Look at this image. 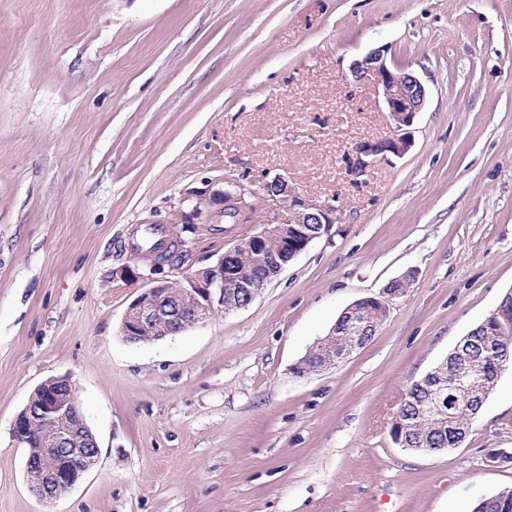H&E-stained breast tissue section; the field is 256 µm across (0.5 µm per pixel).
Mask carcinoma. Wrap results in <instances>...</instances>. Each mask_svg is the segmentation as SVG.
Returning a JSON list of instances; mask_svg holds the SVG:
<instances>
[{
  "mask_svg": "<svg viewBox=\"0 0 512 512\" xmlns=\"http://www.w3.org/2000/svg\"><path fill=\"white\" fill-rule=\"evenodd\" d=\"M164 227L149 224L138 241V249H165L172 264L184 255L175 247H164ZM512 359V294L502 296L496 308L467 334L465 349L448 354L445 361L411 382L397 409V429L406 448H458L465 441L500 372ZM444 388L448 406L442 415L430 411L434 391ZM512 505V490L504 489L478 500L471 512H502Z\"/></svg>",
  "mask_w": 512,
  "mask_h": 512,
  "instance_id": "cac0c4a2",
  "label": "carcinoma"
}]
</instances>
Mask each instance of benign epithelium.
Listing matches in <instances>:
<instances>
[{"label": "benign epithelium", "mask_w": 512, "mask_h": 512, "mask_svg": "<svg viewBox=\"0 0 512 512\" xmlns=\"http://www.w3.org/2000/svg\"><path fill=\"white\" fill-rule=\"evenodd\" d=\"M386 50L375 49L354 60L350 67L357 81L375 85L388 119L392 134L385 138L357 142L351 149L349 172L361 177L375 163L389 156H401L411 147V132L416 115L422 110L427 90L411 72L390 67ZM265 192L288 203V217L263 225L247 239L228 248L217 260L195 269L180 278L178 299L171 301L168 278H151L150 286L128 305L120 327V335L128 343L147 344L162 336L176 335L206 321L218 312H230L249 306L259 292L278 275L290 259L296 258L314 240L328 234L339 223L336 206L328 201L309 200L288 184L275 177L264 185ZM224 216L235 224L250 223L253 204L237 190L218 194ZM246 249L258 259L257 268L239 271L227 263L238 250ZM133 263L120 266L113 275L125 281L144 277L138 261L149 260V271L155 273L165 263L155 254L131 250ZM233 280L237 288L224 289V283ZM406 292L404 288H387L380 297L359 300L344 311L348 326L359 334L355 338L346 333L331 332L320 341L318 353L320 368L332 366L362 348L367 341L361 334L376 335L386 319L389 301ZM379 307L380 317L366 318L369 306ZM40 426V447L27 456L26 473L37 474L31 493L51 506L66 490L74 486L97 462L99 444L86 425L76 396V387L68 375L51 377L40 383L30 395L27 404L17 414L12 429V441L21 446L31 442L35 426Z\"/></svg>", "instance_id": "7a95c632"}]
</instances>
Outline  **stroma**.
Instances as JSON below:
<instances>
[{
  "mask_svg": "<svg viewBox=\"0 0 512 512\" xmlns=\"http://www.w3.org/2000/svg\"><path fill=\"white\" fill-rule=\"evenodd\" d=\"M383 47L427 98L399 157L350 63ZM341 216L246 308L133 345L147 285L112 272L135 228L247 185L253 224L185 231L178 278L287 215L265 182ZM409 277L372 340L301 359L357 300ZM512 290V0H0V512H466L512 488V368L464 443L390 430L408 385ZM71 374L96 465L45 506L10 437Z\"/></svg>",
  "mask_w": 512,
  "mask_h": 512,
  "instance_id": "obj_1",
  "label": "stroma"
}]
</instances>
